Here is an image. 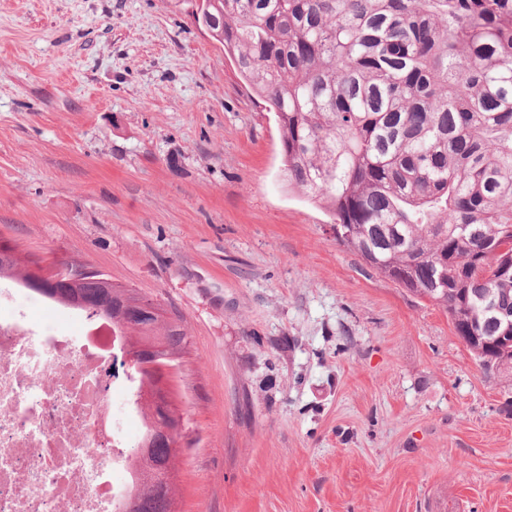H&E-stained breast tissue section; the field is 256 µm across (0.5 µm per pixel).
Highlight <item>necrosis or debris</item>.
Returning <instances> with one entry per match:
<instances>
[{"label": "necrosis or debris", "instance_id": "obj_1", "mask_svg": "<svg viewBox=\"0 0 512 512\" xmlns=\"http://www.w3.org/2000/svg\"><path fill=\"white\" fill-rule=\"evenodd\" d=\"M106 324L46 332L0 313V512H116L135 411L114 400Z\"/></svg>", "mask_w": 512, "mask_h": 512}]
</instances>
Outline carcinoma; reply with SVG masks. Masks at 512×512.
I'll return each instance as SVG.
<instances>
[{"label":"carcinoma","instance_id":"obj_1","mask_svg":"<svg viewBox=\"0 0 512 512\" xmlns=\"http://www.w3.org/2000/svg\"><path fill=\"white\" fill-rule=\"evenodd\" d=\"M195 22L277 117L288 186L339 241L450 317L491 369L512 372V0H201ZM17 270L0 250V279ZM107 313L125 353L172 363L183 327L134 320L99 275L39 293ZM146 429L164 391L133 373ZM131 449L123 512H176L177 452Z\"/></svg>","mask_w":512,"mask_h":512}]
</instances>
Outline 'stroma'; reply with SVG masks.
<instances>
[{"mask_svg": "<svg viewBox=\"0 0 512 512\" xmlns=\"http://www.w3.org/2000/svg\"><path fill=\"white\" fill-rule=\"evenodd\" d=\"M198 4L0 0V234L182 317L178 512H512V374L289 188Z\"/></svg>", "mask_w": 512, "mask_h": 512, "instance_id": "35a3bbf8", "label": "stroma"}]
</instances>
